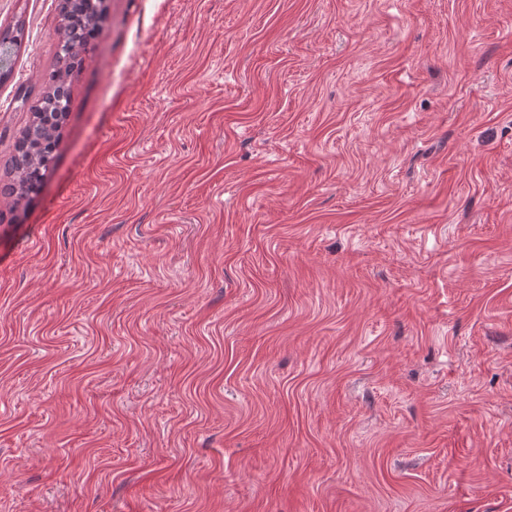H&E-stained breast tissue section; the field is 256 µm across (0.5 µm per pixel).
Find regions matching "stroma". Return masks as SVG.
<instances>
[{
  "label": "stroma",
  "mask_w": 512,
  "mask_h": 512,
  "mask_svg": "<svg viewBox=\"0 0 512 512\" xmlns=\"http://www.w3.org/2000/svg\"><path fill=\"white\" fill-rule=\"evenodd\" d=\"M103 5L0 196V512H512V0ZM103 19V0H63L55 52L58 65L48 74V91L29 110L32 120L16 144L18 152L11 161L13 178L7 186L13 192L17 189V198L36 192L51 168L59 127L70 112L71 95L67 89L62 90L63 85L92 49L89 31L99 28Z\"/></svg>",
  "instance_id": "1"
}]
</instances>
